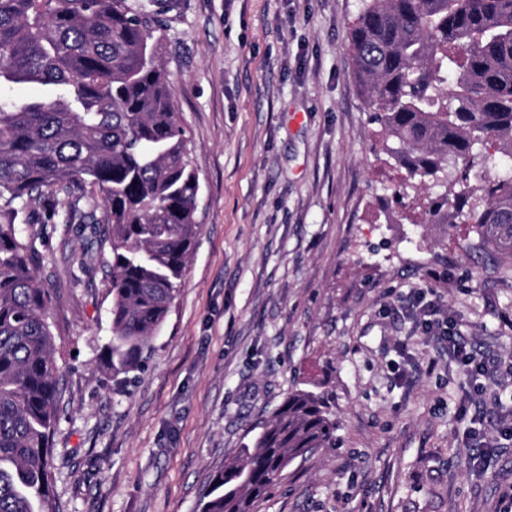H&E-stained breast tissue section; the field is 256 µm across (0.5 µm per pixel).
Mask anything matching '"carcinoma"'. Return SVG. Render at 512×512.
<instances>
[{
    "label": "carcinoma",
    "mask_w": 512,
    "mask_h": 512,
    "mask_svg": "<svg viewBox=\"0 0 512 512\" xmlns=\"http://www.w3.org/2000/svg\"><path fill=\"white\" fill-rule=\"evenodd\" d=\"M154 0H0V512H56L51 438L60 392L52 293L34 225L103 208L112 286L105 363L139 366L164 324L201 225L199 180L155 38ZM358 84L389 154L444 188L427 223L458 210L512 257V169L455 190L482 149L512 159V0H363L349 27ZM458 76L448 79V72ZM21 84L46 87L20 99ZM478 201L465 208L468 199ZM327 398L292 390L212 479L201 512H250L298 457L333 444Z\"/></svg>",
    "instance_id": "carcinoma-1"
}]
</instances>
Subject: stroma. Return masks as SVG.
<instances>
[{
    "mask_svg": "<svg viewBox=\"0 0 512 512\" xmlns=\"http://www.w3.org/2000/svg\"><path fill=\"white\" fill-rule=\"evenodd\" d=\"M361 0H161L159 56L190 136L201 226L138 369L103 362L112 292L69 199L37 242L53 300L59 512H200L213 476L296 388L328 394L336 445L295 459L252 512H494L475 428L512 416V375L477 388L412 336L429 291L484 357L512 361V259L468 224H427L399 191L353 68ZM408 340L398 350L399 340Z\"/></svg>",
    "mask_w": 512,
    "mask_h": 512,
    "instance_id": "1",
    "label": "stroma"
}]
</instances>
